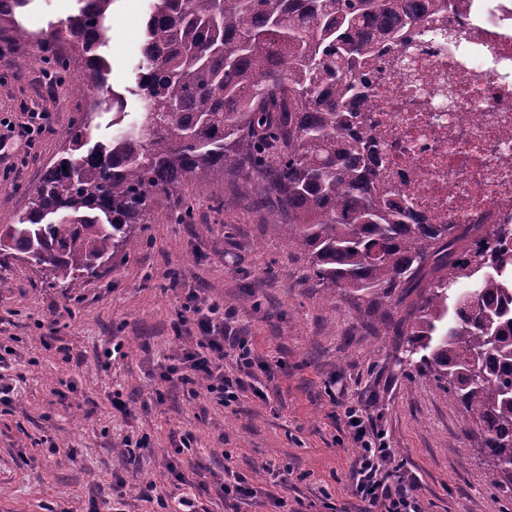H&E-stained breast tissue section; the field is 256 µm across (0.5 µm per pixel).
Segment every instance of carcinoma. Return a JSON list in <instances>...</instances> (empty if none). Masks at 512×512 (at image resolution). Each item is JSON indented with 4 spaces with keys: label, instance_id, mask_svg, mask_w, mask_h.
Returning <instances> with one entry per match:
<instances>
[{
    "label": "carcinoma",
    "instance_id": "obj_1",
    "mask_svg": "<svg viewBox=\"0 0 512 512\" xmlns=\"http://www.w3.org/2000/svg\"><path fill=\"white\" fill-rule=\"evenodd\" d=\"M10 0L0 35L31 40ZM115 0H83L78 14L41 31L38 60L69 74L68 40L83 57L86 90L105 86L99 49ZM421 27L416 0H151L138 78V119L112 93L117 131L90 143L83 119L64 132L62 157L15 224L0 227V256L22 258L63 285L95 274L137 239L133 226L159 196L189 179L263 178L276 201L271 229L296 244L323 288H348L374 310L408 307L404 357L479 430L492 485L512 483V254L471 251L499 236L484 224H433L394 197L373 164L364 113L371 98L369 29L407 51ZM483 263L470 269L472 255ZM487 268L448 307V290Z\"/></svg>",
    "mask_w": 512,
    "mask_h": 512
}]
</instances>
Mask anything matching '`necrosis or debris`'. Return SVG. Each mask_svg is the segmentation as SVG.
Masks as SVG:
<instances>
[{
    "label": "necrosis or debris",
    "instance_id": "obj_1",
    "mask_svg": "<svg viewBox=\"0 0 512 512\" xmlns=\"http://www.w3.org/2000/svg\"><path fill=\"white\" fill-rule=\"evenodd\" d=\"M422 10L414 63L375 38L367 106L379 167L432 222L506 224L512 251V0H448ZM450 29L448 41L433 37Z\"/></svg>",
    "mask_w": 512,
    "mask_h": 512
}]
</instances>
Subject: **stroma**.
<instances>
[{"instance_id": "35a3bbf8", "label": "stroma", "mask_w": 512, "mask_h": 512, "mask_svg": "<svg viewBox=\"0 0 512 512\" xmlns=\"http://www.w3.org/2000/svg\"><path fill=\"white\" fill-rule=\"evenodd\" d=\"M78 8L36 0L21 22L38 31ZM148 10L149 0L113 6L100 52L115 91L134 82ZM36 54L30 42L0 40V119L32 108L49 115L34 146L0 159V225L16 222L58 159L62 133L87 115L84 98L50 80ZM24 55L31 61L18 67ZM253 184L186 181L180 197L157 198L138 247L62 288L24 260L0 261L9 282L0 289V345L14 351L7 373L16 385L13 408L0 412V512H177L183 495L209 512H268L253 501L235 511L225 504L214 478L227 469L284 498L289 512L332 503L357 512L346 404L368 407L397 462L416 472L423 512H512V489L486 481L464 410L399 365L403 308L375 312L349 291L317 285L303 252L271 230L261 179ZM187 204L191 221L175 223L172 211ZM192 293L233 309L256 354L277 366L271 379L256 372L226 407L160 377L193 341L174 330ZM117 391L121 410L112 406ZM339 391L340 406L331 399ZM184 435L190 450L171 456ZM127 436L147 437L148 448L124 454ZM178 470L189 484H178Z\"/></svg>"}]
</instances>
